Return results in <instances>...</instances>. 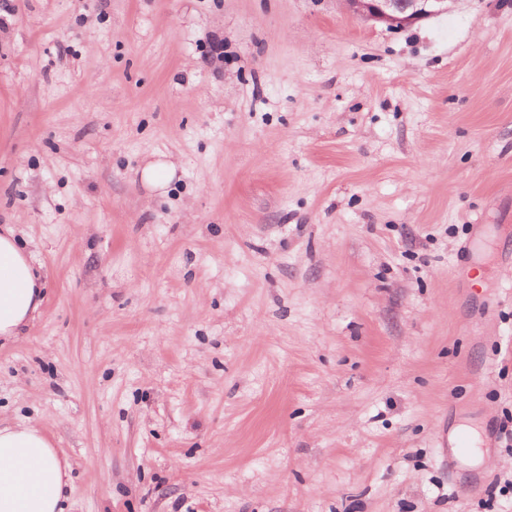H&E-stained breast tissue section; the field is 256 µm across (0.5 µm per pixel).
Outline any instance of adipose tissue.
<instances>
[{"instance_id":"obj_1","label":"adipose tissue","mask_w":512,"mask_h":512,"mask_svg":"<svg viewBox=\"0 0 512 512\" xmlns=\"http://www.w3.org/2000/svg\"><path fill=\"white\" fill-rule=\"evenodd\" d=\"M42 283L11 226H0V339L17 336L41 304ZM71 467L29 424L0 425V512H64Z\"/></svg>"}]
</instances>
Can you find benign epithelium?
<instances>
[{
	"instance_id": "1",
	"label": "benign epithelium",
	"mask_w": 512,
	"mask_h": 512,
	"mask_svg": "<svg viewBox=\"0 0 512 512\" xmlns=\"http://www.w3.org/2000/svg\"><path fill=\"white\" fill-rule=\"evenodd\" d=\"M452 0H343L346 9L365 20L399 30L440 13Z\"/></svg>"
}]
</instances>
